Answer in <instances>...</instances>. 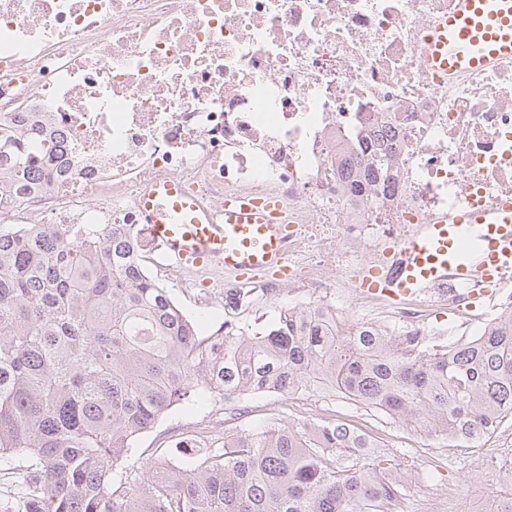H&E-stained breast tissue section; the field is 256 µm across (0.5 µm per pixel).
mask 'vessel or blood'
<instances>
[{"mask_svg": "<svg viewBox=\"0 0 512 512\" xmlns=\"http://www.w3.org/2000/svg\"><path fill=\"white\" fill-rule=\"evenodd\" d=\"M424 48L429 63L445 72L512 54V0H460L447 23L426 38ZM141 207L153 239L183 267L213 265L237 277L286 269L287 227L277 202L225 197L219 224L186 201L178 185L167 183L150 187ZM471 224L484 225L486 233L483 252L474 263L461 256L462 234ZM401 250L404 261L397 276L388 279L371 272L363 288L405 298L450 271L463 281L476 272L496 280L512 266V202L501 201L491 212L460 209L443 216L439 223L424 225Z\"/></svg>", "mask_w": 512, "mask_h": 512, "instance_id": "obj_1", "label": "vessel or blood"}]
</instances>
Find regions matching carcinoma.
<instances>
[{
  "label": "carcinoma",
  "mask_w": 512,
  "mask_h": 512,
  "mask_svg": "<svg viewBox=\"0 0 512 512\" xmlns=\"http://www.w3.org/2000/svg\"><path fill=\"white\" fill-rule=\"evenodd\" d=\"M117 224L0 228V472L23 457L22 512H397L403 462L349 425L246 427L183 467L129 458L172 407L313 387L448 445L512 418V315L430 352L354 323L334 336L284 306L268 333L208 336L140 273Z\"/></svg>",
  "instance_id": "cac0c4a2"
}]
</instances>
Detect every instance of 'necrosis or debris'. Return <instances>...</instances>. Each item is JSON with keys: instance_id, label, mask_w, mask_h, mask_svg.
<instances>
[{"instance_id": "4bbe7bcc", "label": "necrosis or debris", "mask_w": 512, "mask_h": 512, "mask_svg": "<svg viewBox=\"0 0 512 512\" xmlns=\"http://www.w3.org/2000/svg\"><path fill=\"white\" fill-rule=\"evenodd\" d=\"M456 0H0V114L56 141L17 140L32 164L0 193V222L126 224L168 266L140 206L176 182L224 220V199L278 201L287 277L257 276L319 325L351 297L376 333L466 336L512 312L497 286L447 275L394 301L359 290L399 242L455 210L512 198V57L437 76L423 39ZM393 160L379 187L369 166ZM447 316L442 326L428 316Z\"/></svg>"}]
</instances>
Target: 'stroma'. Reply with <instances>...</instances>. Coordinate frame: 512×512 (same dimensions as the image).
Masks as SVG:
<instances>
[{
    "label": "stroma",
    "instance_id": "35a3bbf8",
    "mask_svg": "<svg viewBox=\"0 0 512 512\" xmlns=\"http://www.w3.org/2000/svg\"><path fill=\"white\" fill-rule=\"evenodd\" d=\"M172 299L184 313L195 319L206 333H213L224 324V303L204 296L199 282L187 283L175 276L163 282ZM317 408L332 405L335 419L361 428H372L384 434L381 446L393 453L406 452L414 456V470L402 471L405 485L399 502V512H420L421 501L438 504L449 490H456L463 512H480L490 499L499 495L497 483L481 479L480 475L450 466L449 458L467 459L481 454L478 446L444 448L425 434L406 428L403 424L371 416L355 409L345 400L317 394ZM303 409L289 403L287 396L262 393L241 399L225 400L219 397L189 405H179L168 411L153 429L142 434L134 443L131 457L146 464L164 457L183 461L185 451L179 443L183 433L198 423L220 419L226 433H234L242 426L288 425L304 417Z\"/></svg>",
    "mask_w": 512,
    "mask_h": 512
}]
</instances>
